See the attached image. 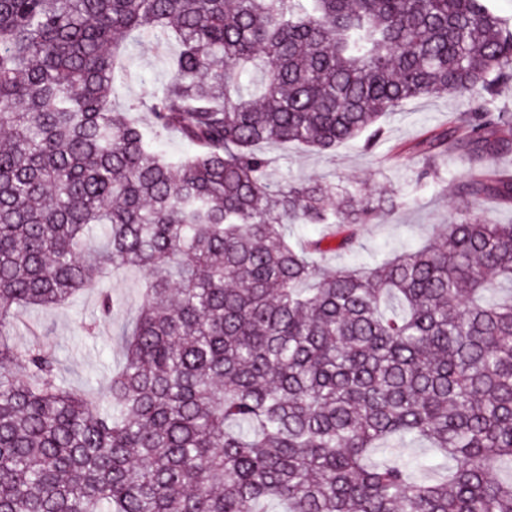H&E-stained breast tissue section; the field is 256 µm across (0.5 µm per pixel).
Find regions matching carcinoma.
<instances>
[{"label":"carcinoma","mask_w":512,"mask_h":512,"mask_svg":"<svg viewBox=\"0 0 512 512\" xmlns=\"http://www.w3.org/2000/svg\"><path fill=\"white\" fill-rule=\"evenodd\" d=\"M132 34L176 52L117 111ZM509 83L490 0H0V512H512V224L484 209L512 203ZM442 95L474 106L415 144L416 183L457 159L470 210L326 270L394 201L275 186L261 146L371 150ZM120 270L148 281L106 385L73 390L43 333L15 346L22 311L89 288L95 334Z\"/></svg>","instance_id":"1"}]
</instances>
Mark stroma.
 <instances>
[{"label":"stroma","instance_id":"1","mask_svg":"<svg viewBox=\"0 0 512 512\" xmlns=\"http://www.w3.org/2000/svg\"><path fill=\"white\" fill-rule=\"evenodd\" d=\"M130 57L128 73L118 83L113 97L115 109L134 98L149 95L168 79L167 61L172 45L154 42L137 43L128 38ZM470 103L461 98H427L406 102L398 115L385 123V138L373 150H364L361 142H348L331 153H317L296 145H273L276 156L271 178L275 183L301 182L337 178L376 193L388 190L396 205L387 223L370 224L358 232L354 253H331L325 262L329 268L349 264L374 263L385 255L401 251L431 237L437 225L458 217L467 200L458 192L465 178L461 162L444 161L443 178L428 184L420 193L410 189L420 160L410 153L413 140L425 130L447 123L453 112H465ZM145 276L138 271L112 274L107 282L122 302L112 318L100 323L95 335L80 329L82 319L91 317L97 307V294L82 293L73 303L29 314V321L47 331L59 360V371L74 389H83L91 377H104L109 368L119 367L122 360L121 332L140 303Z\"/></svg>","mask_w":512,"mask_h":512}]
</instances>
